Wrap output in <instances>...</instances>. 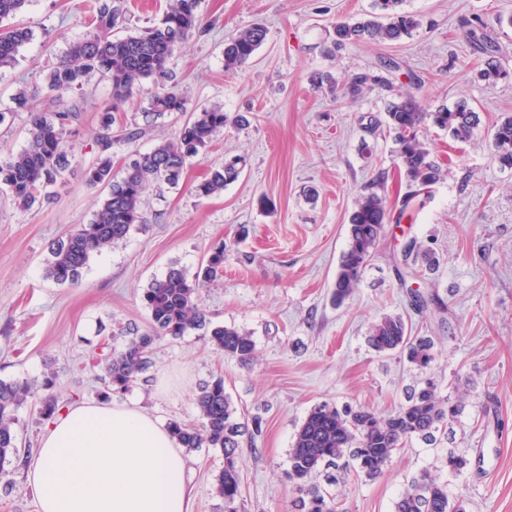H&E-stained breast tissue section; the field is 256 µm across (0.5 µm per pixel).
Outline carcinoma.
Returning <instances> with one entry per match:
<instances>
[{
  "label": "carcinoma",
  "mask_w": 512,
  "mask_h": 512,
  "mask_svg": "<svg viewBox=\"0 0 512 512\" xmlns=\"http://www.w3.org/2000/svg\"><path fill=\"white\" fill-rule=\"evenodd\" d=\"M403 2L374 0L379 16L355 23H336L334 45L390 43L412 36L422 22L417 15L402 9ZM197 6L198 0H173L157 25L141 33L119 35L114 29L121 8L105 2L93 16L95 32L70 43L46 75L45 84L50 92L80 89L92 74L107 78L111 85V102L97 116V157L84 173L86 185L104 186L108 193L89 223L56 241L45 267L46 278L55 283H77L92 255L126 239L132 227L142 221L141 206L150 181L178 184L192 159L199 157L216 133L224 129L227 117L219 108L188 112L187 100L177 89L169 68L175 52L199 30ZM266 36L267 30L260 25L246 27L234 35L224 44V70L233 72L242 67ZM467 37L486 55L485 66L477 71V79L488 86L506 79L509 72L494 56L495 41L487 33L485 23L479 21L471 26ZM29 38L30 31L25 27L0 29V66L10 63ZM147 81L154 84L156 92L143 112L145 124L123 122L119 108L133 99ZM376 89L391 92L393 84L381 72H360L344 87L345 94L352 98ZM14 103L16 109L27 112L28 140L23 149L0 161V185L6 187L13 199L31 206L50 197L49 188L67 171L74 150L69 143L70 127L79 120L80 108L76 104L67 106L52 97L46 99L45 106L34 109L23 92L14 98ZM174 112L188 114L174 137L147 152L135 153L123 172L116 173L112 164L113 146L143 139L155 121ZM385 115L386 127L398 145L401 168L409 185L434 184L440 176L439 168L421 138L428 113L421 111L414 99L399 96L386 104ZM479 122L478 113L464 101L452 107L443 105L434 112V124L448 130L456 141L470 139ZM491 139L495 159L512 168V116L493 126ZM240 162L242 159L236 158L232 163L226 161L210 169L195 185V194L208 198L222 193L227 184L238 178ZM388 219L385 200L378 194L363 195L355 201L347 248L336 273V302H343L353 293L378 248ZM407 250L410 275L420 277V263L427 271L437 265L436 258L417 241H411ZM224 252V245L214 247L206 262L192 275L173 265L144 290L142 301L149 314L150 329L141 332L134 327L127 328L119 348L104 358L109 391L124 392L142 379L150 368V351L155 340L179 339L192 330L206 331L216 349L241 363L254 360L253 336L232 326L210 324L200 306L202 290L223 272ZM369 341L376 352L400 351L424 371L430 369L435 359L433 338L411 337L400 315L380 317L372 325ZM54 385L52 373L37 385L0 380V462L21 457L22 449L14 429L19 408L34 400L39 403L43 417L58 412L59 404L52 394ZM195 403L200 425L172 421L170 432L182 448H218L224 453V469L216 479L215 492L224 499V512H240L237 449L245 424L235 417L236 409L225 390L224 378L205 383ZM458 413L459 405L440 395L430 376L409 388L405 401L387 416L361 406L339 408L328 402L315 405L297 430L289 453L287 477L299 494L293 506L297 512H336L335 497L330 490L314 483V478L325 474L329 486L335 485L339 476L352 471L373 479L407 442L414 438L435 441V433L452 423ZM439 463V470L424 469L411 479L395 502V512H466L464 500L449 499L448 484L440 479L438 472L462 475L471 459L450 451Z\"/></svg>",
  "instance_id": "cac0c4a2"
}]
</instances>
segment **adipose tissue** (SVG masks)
Here are the masks:
<instances>
[{
	"mask_svg": "<svg viewBox=\"0 0 512 512\" xmlns=\"http://www.w3.org/2000/svg\"><path fill=\"white\" fill-rule=\"evenodd\" d=\"M186 468L164 421L113 402L60 411L26 463L38 512H192Z\"/></svg>",
	"mask_w": 512,
	"mask_h": 512,
	"instance_id": "adipose-tissue-1",
	"label": "adipose tissue"
}]
</instances>
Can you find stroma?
I'll return each mask as SVG.
<instances>
[{"label": "stroma", "mask_w": 512, "mask_h": 512, "mask_svg": "<svg viewBox=\"0 0 512 512\" xmlns=\"http://www.w3.org/2000/svg\"><path fill=\"white\" fill-rule=\"evenodd\" d=\"M100 2L31 0L16 18L31 38L0 67V109L20 92L42 103L46 74L73 40L89 34ZM403 8L423 21L413 37L337 48L334 23L366 18L373 0H199L203 30L169 67L189 108L219 106L231 122L177 186L151 183L142 223L93 255L75 285L46 279L45 266L53 244L89 223L107 194L88 188L84 172L111 91L95 74L82 89L62 92L82 112L53 199L26 208L0 187V379L38 383L52 372L61 404L108 398L197 425L200 387L223 378L238 413L263 419L261 434L240 438L242 512H291L297 493L286 477L288 457L309 410L329 402L385 416L419 379L406 360L376 354L367 342L373 322L398 314L413 334L434 338L430 373L459 413L436 444L412 441L378 477L353 476L335 487L338 512H394L412 477L451 448L484 463L448 476L449 497L464 498L468 512H512V168L494 159L490 139L493 126L512 115V26L496 23L498 13L512 12V0H405ZM479 19L511 73L492 87L476 79L484 57L465 34ZM253 24L267 28L266 41L240 69L225 72V40ZM388 59L399 64L390 81L422 111L464 100L480 118L465 142L424 126L440 167L438 182L426 188L412 189L399 169L383 93L353 100L338 90L349 75ZM315 72L330 75L331 85H313ZM235 155L244 159L238 178L220 195L196 196L208 169ZM372 192L395 219L353 294L336 307L331 293L348 218L356 198ZM243 224L250 229L244 239L237 235ZM411 239L438 259L421 279L403 265ZM220 242L224 276L203 291L202 305L212 322L252 334L253 364L225 356L195 330L154 344L149 382L107 394L92 354L120 346L127 326L148 330L144 289L171 265L195 272ZM416 292L438 295L446 311L415 308ZM187 457L192 512H224L215 493L223 453L196 448ZM0 512H38L13 459L0 463Z\"/></svg>", "instance_id": "obj_1"}]
</instances>
